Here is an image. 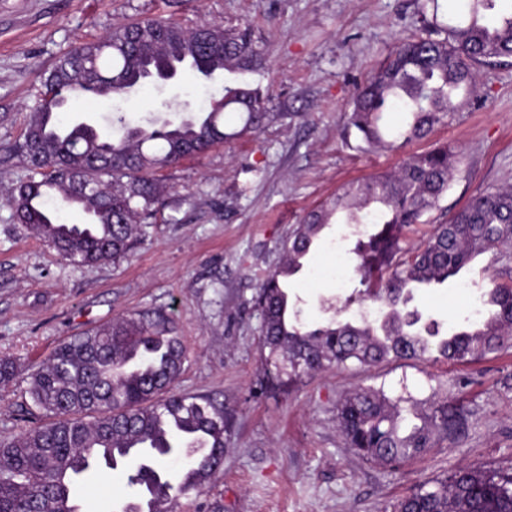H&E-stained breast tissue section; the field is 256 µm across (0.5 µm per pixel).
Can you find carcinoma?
<instances>
[{
    "label": "carcinoma",
    "mask_w": 512,
    "mask_h": 512,
    "mask_svg": "<svg viewBox=\"0 0 512 512\" xmlns=\"http://www.w3.org/2000/svg\"><path fill=\"white\" fill-rule=\"evenodd\" d=\"M500 0H467V17L444 23L439 0H423L417 32L395 41L366 77L345 114L346 138L370 153L397 150L427 136L468 104L477 66L512 58V13L496 12ZM265 57L246 30L198 26L187 30L166 19L121 24L97 41L78 42L42 80L39 104L22 136L0 146V161L17 159L29 174L16 188L15 219L49 242L78 269L125 257L138 225L153 216L162 186L157 170L199 156L217 144L259 131L269 119V98L237 75L263 68ZM189 68L198 75L228 73L221 105L201 117L153 120L92 130L65 123L61 114L83 99L125 97L161 71ZM240 113L239 130L224 131V110ZM402 113L390 136L383 114ZM459 163L443 145L408 154L397 169L354 182L311 210L281 245V258L252 298L261 318L264 377L260 389L275 390L315 371L371 366L388 359L424 362L436 356L471 363L512 340V286L489 280L480 294L479 319L466 316L450 335L437 322L417 328L413 290L441 285L473 258L496 252L512 262V188L470 200L448 222L435 225L416 249L400 244L404 230L422 223L439 204ZM86 215L70 224L60 211ZM354 225L355 272L364 290L345 306L379 304L381 318L358 311L354 319H330L315 328L288 315V278L303 267L331 223ZM186 346L163 314L131 312L112 323L59 343L29 376L28 415L33 425L0 442V512H80V478L126 475L139 499L152 496L174 512L179 500L203 494L222 464L232 436L224 403L180 394L175 383ZM19 373L15 359L0 357V389ZM404 398L383 389L347 392L337 407L347 447L378 464L419 456L437 438L454 437L466 420L448 401L401 406ZM206 451L194 453L196 441ZM393 512H512V472L481 473L460 467L431 480L393 506Z\"/></svg>",
    "instance_id": "cac0c4a2"
}]
</instances>
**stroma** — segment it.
<instances>
[{"label":"stroma","mask_w":512,"mask_h":512,"mask_svg":"<svg viewBox=\"0 0 512 512\" xmlns=\"http://www.w3.org/2000/svg\"><path fill=\"white\" fill-rule=\"evenodd\" d=\"M137 18L171 19L184 28L248 25L265 48L263 72L249 75L268 94L275 117L260 132L214 146L160 170L164 187L131 252L92 269L70 266L44 239L18 224L12 193L27 176L19 162L0 166V356L22 375L0 390V441L25 425L27 373L64 339L138 311L170 316L187 347L180 393L223 401L234 434L207 493L181 498L177 512H391L424 482L457 468L512 469V348L465 365L443 360L388 361L304 376L263 392L260 319L252 298L279 261L280 248L306 214L342 188L388 172L397 151L361 154L343 136L357 85L388 46L410 34L417 0H0V143L17 140L33 112L43 73L69 47L95 41ZM478 98L408 152L447 144L460 164L439 208L404 234L419 246L474 196L512 187V64L479 68ZM220 84L191 72L142 89L135 106L79 101L95 118L126 113L138 121L164 105L220 100ZM347 228L331 225L288 282L310 325L352 318L346 298L359 285ZM485 253L448 283L416 292L415 303L441 324L477 303L500 272ZM384 388L428 406L464 405L466 430L400 465H378L347 448L336 423L340 397ZM83 512H112L126 478H90Z\"/></svg>","instance_id":"obj_1"}]
</instances>
